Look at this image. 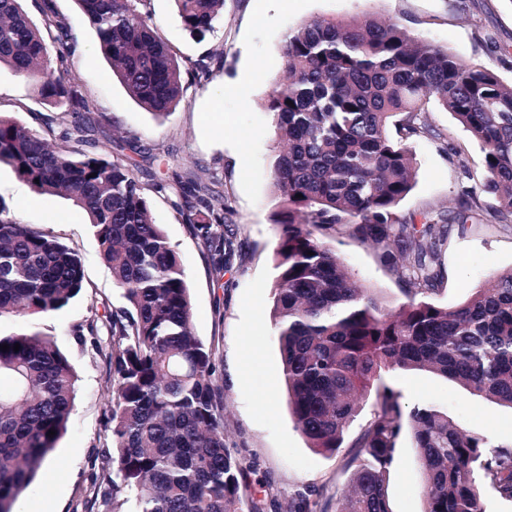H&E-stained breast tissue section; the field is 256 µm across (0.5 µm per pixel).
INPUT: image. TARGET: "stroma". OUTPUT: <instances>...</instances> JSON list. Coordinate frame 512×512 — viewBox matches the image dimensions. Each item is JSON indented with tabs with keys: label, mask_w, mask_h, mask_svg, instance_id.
<instances>
[{
	"label": "stroma",
	"mask_w": 512,
	"mask_h": 512,
	"mask_svg": "<svg viewBox=\"0 0 512 512\" xmlns=\"http://www.w3.org/2000/svg\"><path fill=\"white\" fill-rule=\"evenodd\" d=\"M76 43L85 52L73 58L69 73L96 105L91 134L96 151L110 150L113 131L137 137L159 155L158 173L194 171L223 193L237 235L238 253L223 279L214 276L217 255L186 224L176 203L179 192H150L156 223L182 259L192 299L196 336L213 348L216 383L224 393V425L230 451L250 466L252 489L266 499L287 503L311 486L339 497L348 483L346 461L353 442L370 423L374 397H367L350 423L343 448L333 455L309 448L288 406L282 382L278 338L271 325L275 251L280 229L274 222L278 200L272 190V158L277 135L263 107L273 90L288 33L316 17L347 20L364 14L393 19L415 38L455 53L512 83V0H225L224 15L204 39L183 27L174 0H150L148 9L161 38L182 59L217 53L223 70L210 79L186 78L182 99L162 121L133 100L98 53L96 35L75 0H53ZM0 113L33 129L45 121L64 125L65 112L44 105L34 80L0 69ZM437 138L414 136V187L400 203L403 216L452 211L463 180L454 148L465 150L474 186H482L481 152L463 126L437 103L426 112ZM0 205L22 223L54 236L83 258L86 288L63 310L28 321L0 320L5 335L35 324L65 349L77 372L78 393L67 433L54 451L58 468L38 475L15 503V512H84L95 496L93 462L110 446L107 410L111 399L109 367L91 348L70 334L103 305L124 299L101 260L99 244L86 213L72 201L37 192L8 166L0 167ZM327 243L342 257L354 280L373 290L390 308L405 300L404 285L381 260L378 248L362 244L351 232L330 234ZM512 270V230L492 222L452 226L441 256V276L428 300L439 306L463 304L473 288ZM384 381L401 394L404 405L427 398L447 411L454 423L493 445L512 447V408L471 396L461 386L425 371L392 369ZM392 512H423L424 491L410 432H402L387 479Z\"/></svg>",
	"instance_id": "35a3bbf8"
}]
</instances>
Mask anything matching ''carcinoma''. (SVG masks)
Segmentation results:
<instances>
[{
  "label": "carcinoma",
  "mask_w": 512,
  "mask_h": 512,
  "mask_svg": "<svg viewBox=\"0 0 512 512\" xmlns=\"http://www.w3.org/2000/svg\"><path fill=\"white\" fill-rule=\"evenodd\" d=\"M77 3L112 72L155 117L178 105L184 76L210 75L206 59L184 65L172 55L144 10L147 0ZM176 3L185 30L199 38L224 11V0ZM39 9L38 25L22 0H0V66L36 80L43 104L64 110L69 123L38 132L0 115V165L86 212L125 299L72 327L78 344L91 346L112 371V445L98 452L94 483L111 512H243L247 467L224 438L215 353L194 332L184 266L148 197L151 189L182 186V177L153 173L151 184L141 182L137 173L155 155L135 138L113 136L107 154L88 149L95 104L68 79V24L52 0ZM432 101L478 142L484 191L499 202L490 217L512 227V84L372 14L314 18L285 40L266 109L277 130L273 188L282 200L272 323L289 408L308 447L334 454L364 397L375 392L372 420L353 444L352 473L339 498L307 488L285 512H392L386 481L406 422L421 462L424 512H484V485L512 500L511 447L459 428L428 400L404 410L401 394L382 380L386 369L423 370L512 406V270L473 289L460 306H436L427 295L440 277L446 236L429 214L418 225L398 213L416 160L389 126L405 138L435 135L424 117ZM193 184L195 204L181 213L218 254L220 279L235 256L229 206L209 184ZM455 213L462 224L485 219L468 187ZM345 227L382 248L405 282L406 301L397 310L358 285L318 236ZM84 288L75 250L0 208V319L53 314ZM4 344L0 512H14L68 430L78 377L67 354L32 327L0 335Z\"/></svg>",
  "instance_id": "carcinoma-1"
}]
</instances>
